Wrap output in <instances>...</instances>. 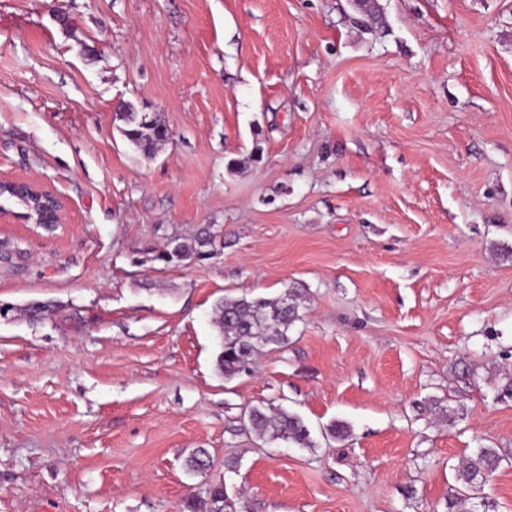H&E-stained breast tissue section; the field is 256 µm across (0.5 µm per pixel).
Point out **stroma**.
<instances>
[{
	"label": "stroma",
	"instance_id": "stroma-1",
	"mask_svg": "<svg viewBox=\"0 0 512 512\" xmlns=\"http://www.w3.org/2000/svg\"><path fill=\"white\" fill-rule=\"evenodd\" d=\"M379 4L370 32L349 0H0V175L66 204L0 223V512H205L219 482L240 512H447L480 437L512 512V0ZM204 228L209 259L152 261ZM288 288V347L221 377L215 301ZM267 403L317 447L238 432ZM125 112H139L133 104L125 106ZM125 112H119L120 120L123 127L120 131L129 145L140 150L145 155H151L167 141L162 129L165 127L155 115L146 113V118L140 123L141 113L135 121H129L125 116ZM3 182H10V183H15V184L25 185L33 193L38 194L41 197L44 196V197H47V199L52 198L53 202H54V206L56 208V211H55L56 222L53 224H58L59 226H60V224H65L66 218H65V210H64L63 202L60 199V197L53 190L49 189L48 187H46L44 185H40V184L34 183V182L25 181L22 179L4 180L1 178L0 186H1V183H3ZM53 202H51V203H53ZM418 404L420 411L430 414L433 420L439 424L452 425L455 421V410H450L441 398L428 396Z\"/></svg>",
	"mask_w": 512,
	"mask_h": 512
}]
</instances>
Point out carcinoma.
<instances>
[{"label": "carcinoma", "instance_id": "obj_1", "mask_svg": "<svg viewBox=\"0 0 512 512\" xmlns=\"http://www.w3.org/2000/svg\"><path fill=\"white\" fill-rule=\"evenodd\" d=\"M123 127L120 131L129 145L151 155L159 145L166 142L164 125L156 116L146 114L144 120L129 121L125 113H119ZM216 238L213 232L204 229L190 238L170 241L158 251L152 260L166 266L188 264L196 257H204L215 251ZM303 290L288 288L274 298L224 297L218 300L213 311V323L220 340L216 356L217 372L232 379L247 372L255 358V352L266 346H288V331L301 320L300 303ZM418 409L428 413L439 424L451 425L455 421L454 411L444 400L428 396L419 402ZM242 429L251 430L271 441L281 440L296 448H314L311 430L304 419L286 408L253 406L244 411ZM504 461L500 449L479 445L456 469L455 479L460 485L455 499L448 502V512H468L465 509L469 493L478 490ZM210 512H234L224 484L210 487Z\"/></svg>", "mask_w": 512, "mask_h": 512}]
</instances>
